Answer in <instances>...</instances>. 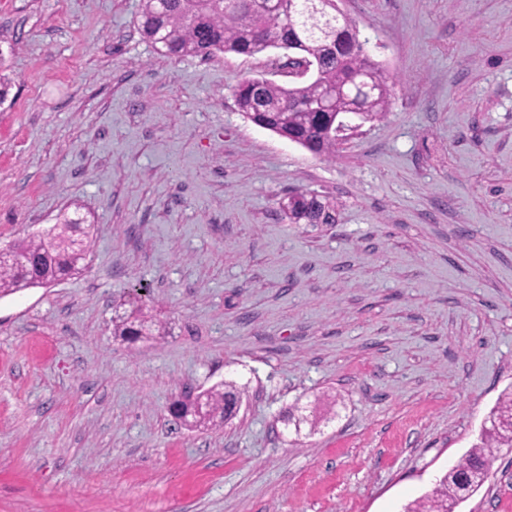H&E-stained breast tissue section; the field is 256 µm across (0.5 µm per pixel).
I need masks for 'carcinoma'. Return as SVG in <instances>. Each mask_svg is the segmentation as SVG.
Returning <instances> with one entry per match:
<instances>
[{
    "label": "carcinoma",
    "instance_id": "carcinoma-1",
    "mask_svg": "<svg viewBox=\"0 0 512 512\" xmlns=\"http://www.w3.org/2000/svg\"><path fill=\"white\" fill-rule=\"evenodd\" d=\"M137 26L141 35L167 56L210 57L233 52L252 56L284 49L312 61L315 77L291 86L250 78L234 89L237 106L256 125L317 155L336 151L338 124L350 114L360 123L386 117L391 106L390 77L365 51L354 22L336 14L333 0L319 12L304 0L272 10L266 0H142ZM290 224L336 223V201L328 196L295 193L281 202ZM94 225L64 215L47 237L34 235L8 245L16 257L37 261L36 286H46L83 272V254L90 248ZM22 270L9 262L0 266V295L20 289ZM148 336H165L167 327L142 303L139 294L115 312L112 335L123 341L141 326ZM240 391L220 382L205 391L196 406L179 395L174 414L189 428L226 424ZM502 448H512V390L501 394L481 426L477 442L443 474L434 489L406 505L404 512H455L486 482L484 467Z\"/></svg>",
    "mask_w": 512,
    "mask_h": 512
}]
</instances>
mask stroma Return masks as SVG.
<instances>
[{"label": "stroma", "mask_w": 512, "mask_h": 512, "mask_svg": "<svg viewBox=\"0 0 512 512\" xmlns=\"http://www.w3.org/2000/svg\"><path fill=\"white\" fill-rule=\"evenodd\" d=\"M340 7L393 96L326 158L237 107L293 84L285 50L169 58L140 0H0V247L95 223L85 271L0 298V512H402L476 441L512 385V0ZM299 191L336 223H288ZM139 287L169 333L132 345ZM223 380L231 424L169 414ZM457 512H512V448ZM139 293L126 303L122 311L116 310L112 318V335L120 338L122 341L128 340V337L135 333V329L143 325L148 327V338L151 336H166L167 327L158 321L151 312L142 303Z\"/></svg>", "instance_id": "1"}]
</instances>
